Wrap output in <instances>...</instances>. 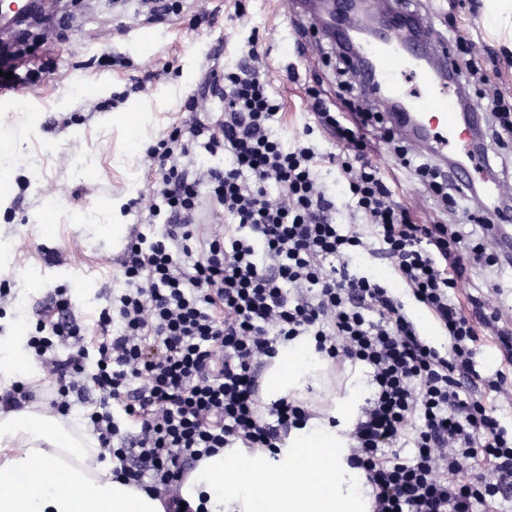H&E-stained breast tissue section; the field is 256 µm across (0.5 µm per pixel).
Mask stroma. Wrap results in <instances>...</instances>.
<instances>
[{
    "mask_svg": "<svg viewBox=\"0 0 512 512\" xmlns=\"http://www.w3.org/2000/svg\"><path fill=\"white\" fill-rule=\"evenodd\" d=\"M288 0H243L244 16L236 18L234 0H208L219 7L215 20L201 17L196 0H186L181 15L153 24L133 23L128 15L132 0H80L60 5L49 20L25 30L26 58L53 57L54 65L38 89L41 109L18 101L0 117V132L17 136L21 150L13 175L25 176L26 189L11 185L0 193V242L9 248V260L0 261V280H8L13 302L0 307V333L24 336L31 321L17 317L18 309H39L54 289H68L88 331H95L101 307L119 288V260L124 242L112 239L116 224L132 227L135 214H122L123 204L136 197L145 184L142 158L149 145L172 125L192 120L185 108L188 97L207 68L206 56L221 48L224 64L236 63L251 30L262 41V66L273 91L284 104L288 124L282 130L292 138L301 128L309 107L304 85L320 90L332 103L350 102L364 110L360 92L346 93L336 77V46L329 40L309 44L295 52L279 34L290 25ZM483 0H416L436 43L450 46L458 67L467 57L456 49L454 30L468 31L483 53L482 82L471 92H498L512 102V51L500 34L481 24ZM126 54L130 68L110 69L95 63L103 52ZM298 79L290 81L287 67ZM148 79V91L130 94L117 108L88 114L85 121L64 127L52 125L60 113H71L83 103L73 94L75 84L95 88L96 100L124 91L129 79ZM138 113L136 130H128L126 117ZM370 153L394 183L398 203L412 207L420 224L469 223L465 214H451L428 188L412 178L397 156L378 139H370ZM58 252L59 263L44 259L45 251Z\"/></svg>",
    "mask_w": 512,
    "mask_h": 512,
    "instance_id": "obj_1",
    "label": "stroma"
}]
</instances>
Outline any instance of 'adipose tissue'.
<instances>
[{
  "label": "adipose tissue",
  "instance_id": "ef3b65f1",
  "mask_svg": "<svg viewBox=\"0 0 512 512\" xmlns=\"http://www.w3.org/2000/svg\"><path fill=\"white\" fill-rule=\"evenodd\" d=\"M327 381V361L301 336L279 345L262 396L270 402ZM365 396L363 382L351 378L326 417L292 430L277 453L221 449L184 478L181 496L195 506L207 495L208 512H254L262 485L270 490L266 512H372L345 435ZM98 454L96 437L75 416L0 411V512H166L161 498L112 475Z\"/></svg>",
  "mask_w": 512,
  "mask_h": 512
}]
</instances>
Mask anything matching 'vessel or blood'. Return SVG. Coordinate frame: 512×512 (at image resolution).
Masks as SVG:
<instances>
[{
	"mask_svg": "<svg viewBox=\"0 0 512 512\" xmlns=\"http://www.w3.org/2000/svg\"><path fill=\"white\" fill-rule=\"evenodd\" d=\"M324 22L333 39L349 50L361 90L385 113L395 134L437 157L456 155L450 171L466 193H481L492 203L504 196L488 148L476 139L482 109L474 104L460 110L452 97L456 78L448 54L430 52L408 0H395L389 9L379 0H368L360 12L331 9ZM493 230L498 251L512 257V214L499 213Z\"/></svg>",
	"mask_w": 512,
	"mask_h": 512,
	"instance_id": "vessel-or-blood-1",
	"label": "vessel or blood"
}]
</instances>
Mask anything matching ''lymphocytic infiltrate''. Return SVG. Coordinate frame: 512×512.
I'll return each instance as SVG.
<instances>
[{
    "mask_svg": "<svg viewBox=\"0 0 512 512\" xmlns=\"http://www.w3.org/2000/svg\"><path fill=\"white\" fill-rule=\"evenodd\" d=\"M257 33L231 67L210 68L191 95L199 120L176 125L143 157V215L120 259L123 286L89 335L66 289L36 314L26 349L52 376L49 408L81 416L115 474L184 507L187 469L222 448L275 450L315 413L291 397L264 403L261 368L280 342L310 337L337 368L368 367L371 392L348 436L351 465L373 488V512H503L512 501V403L503 369L486 370V341L512 361V331L489 298L495 278L463 291L470 265L500 268L488 232L419 224L394 201L367 153L364 129L316 88L292 139L278 133L282 102L257 65ZM223 103L218 118L211 102ZM401 164L444 203L470 198L429 158L397 149ZM224 214V228L200 224ZM385 261L389 277L361 271ZM414 301L445 341L434 345L408 310ZM411 457H403V448Z\"/></svg>",
    "mask_w": 512,
    "mask_h": 512,
    "instance_id": "obj_1",
    "label": "lymphocytic infiltrate"
}]
</instances>
